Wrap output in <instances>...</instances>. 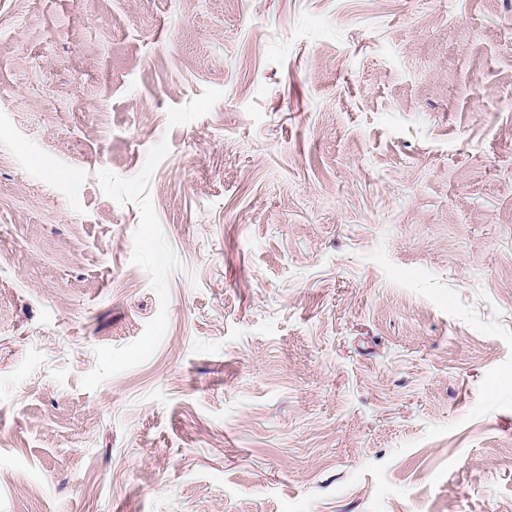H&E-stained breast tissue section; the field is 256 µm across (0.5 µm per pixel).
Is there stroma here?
<instances>
[{"instance_id": "35a3bbf8", "label": "stroma", "mask_w": 512, "mask_h": 512, "mask_svg": "<svg viewBox=\"0 0 512 512\" xmlns=\"http://www.w3.org/2000/svg\"><path fill=\"white\" fill-rule=\"evenodd\" d=\"M0 512H512V0H0Z\"/></svg>"}]
</instances>
